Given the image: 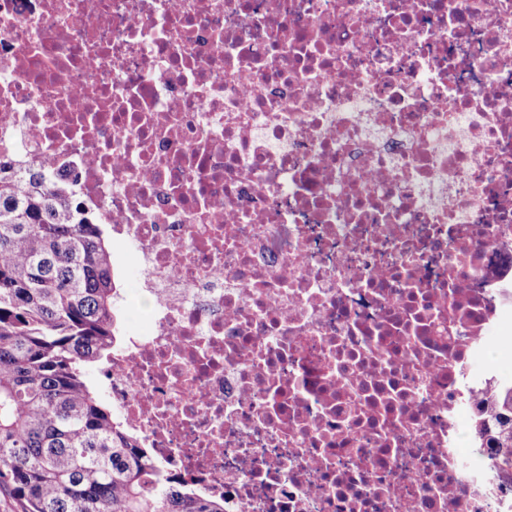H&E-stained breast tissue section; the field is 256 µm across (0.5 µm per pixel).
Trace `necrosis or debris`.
Segmentation results:
<instances>
[{"instance_id":"obj_1","label":"necrosis or debris","mask_w":512,"mask_h":512,"mask_svg":"<svg viewBox=\"0 0 512 512\" xmlns=\"http://www.w3.org/2000/svg\"><path fill=\"white\" fill-rule=\"evenodd\" d=\"M151 300L105 371L224 512H512V0H0V159ZM491 336H495L494 342L499 344L492 350V363L511 374L512 377V331L507 330ZM486 412L496 427L489 447L497 448L498 452L495 474L512 484V384L491 395Z\"/></svg>"}]
</instances>
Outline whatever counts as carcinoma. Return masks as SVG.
<instances>
[{
	"mask_svg": "<svg viewBox=\"0 0 512 512\" xmlns=\"http://www.w3.org/2000/svg\"><path fill=\"white\" fill-rule=\"evenodd\" d=\"M118 297L106 225L64 180L0 162V492L18 512H224L162 476L91 381ZM487 417L512 482V385Z\"/></svg>",
	"mask_w": 512,
	"mask_h": 512,
	"instance_id": "obj_1",
	"label": "carcinoma"
}]
</instances>
